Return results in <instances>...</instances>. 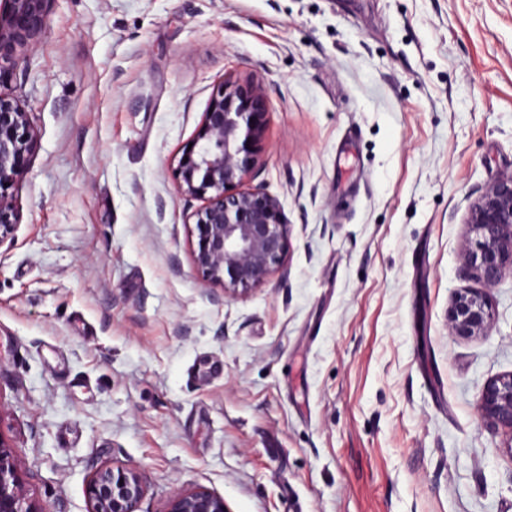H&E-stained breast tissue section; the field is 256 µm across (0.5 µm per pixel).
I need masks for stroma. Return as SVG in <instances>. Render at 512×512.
<instances>
[{
    "label": "stroma",
    "instance_id": "1",
    "mask_svg": "<svg viewBox=\"0 0 512 512\" xmlns=\"http://www.w3.org/2000/svg\"><path fill=\"white\" fill-rule=\"evenodd\" d=\"M264 92L250 187L283 269L214 299L176 165L225 78ZM0 95L37 141L0 249V436L30 499L89 512L95 464L141 512H512L481 414L512 373V274L461 271L512 172V0H54ZM486 299L457 335L458 293ZM490 320L486 302L476 296L459 295L450 311L452 329L461 335L480 333ZM165 512H228L223 497L202 487L177 493Z\"/></svg>",
    "mask_w": 512,
    "mask_h": 512
}]
</instances>
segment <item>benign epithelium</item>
I'll return each instance as SVG.
<instances>
[{"label":"benign epithelium","mask_w":512,"mask_h":512,"mask_svg":"<svg viewBox=\"0 0 512 512\" xmlns=\"http://www.w3.org/2000/svg\"><path fill=\"white\" fill-rule=\"evenodd\" d=\"M52 0H0V49L11 52L37 43L45 30ZM263 100L261 87L243 93L231 79L204 113L201 132L177 160L178 192L201 201L192 213L197 247L192 263L204 281L226 293L264 285L284 265L290 224L277 199L245 187L252 178L250 145L260 134L253 121ZM35 146L29 113L0 95V246L15 239L14 186L24 177ZM467 223L479 235L466 251L464 270L488 288L512 271V172L484 189L470 207ZM490 320L486 302L459 295L450 311L452 329L461 335L483 331ZM482 416L509 437L512 449V374L490 380L481 397ZM147 493L142 471L95 467L90 485L91 512H141ZM0 512H47L29 500L7 445L0 439ZM166 512H227L224 498L202 487L177 493Z\"/></svg>","instance_id":"benign-epithelium-1"}]
</instances>
